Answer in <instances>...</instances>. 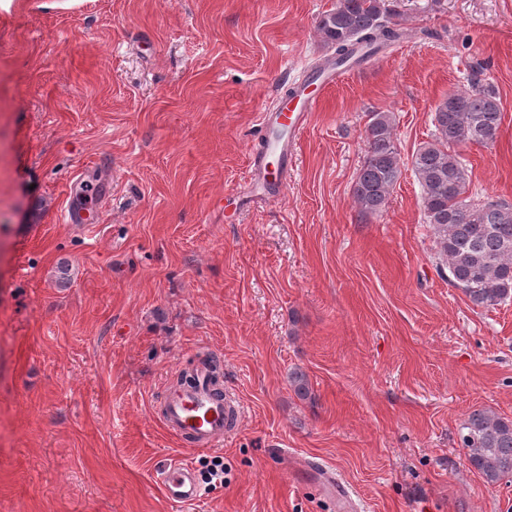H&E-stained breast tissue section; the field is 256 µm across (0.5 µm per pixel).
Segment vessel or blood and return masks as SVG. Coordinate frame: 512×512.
I'll return each mask as SVG.
<instances>
[{"instance_id":"vessel-or-blood-1","label":"vessel or blood","mask_w":512,"mask_h":512,"mask_svg":"<svg viewBox=\"0 0 512 512\" xmlns=\"http://www.w3.org/2000/svg\"><path fill=\"white\" fill-rule=\"evenodd\" d=\"M336 81L335 72L327 71L325 75L310 79L299 88V108L289 109L287 102L282 100L274 108L265 110L259 122L260 148L251 158V179L254 184L259 185L265 181V148L270 141L271 129L287 128L288 139L278 145L277 151L281 159H288L311 112L319 105V91ZM214 376L211 366H202L196 372L194 387L165 391L161 402L159 421L162 427L176 439L202 449L222 446L225 436L240 424L244 414L242 404L216 395ZM306 475L310 482L323 488L339 512H355L357 504L344 482L319 467H307ZM159 483L166 497L176 503H189L201 495L195 473L186 464L163 468L159 474Z\"/></svg>"}]
</instances>
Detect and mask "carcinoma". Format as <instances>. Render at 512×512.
Returning a JSON list of instances; mask_svg holds the SVG:
<instances>
[{"label": "carcinoma", "mask_w": 512, "mask_h": 512, "mask_svg": "<svg viewBox=\"0 0 512 512\" xmlns=\"http://www.w3.org/2000/svg\"><path fill=\"white\" fill-rule=\"evenodd\" d=\"M395 13L392 0H339L336 9L317 22L332 50L320 70L360 63L399 41L404 32L388 21ZM501 120L497 91L475 83L436 105L434 139L412 156L421 208L448 269V283L483 309L512 299V203L470 196L468 169L456 147L493 142ZM394 127V113H370L367 151L352 186L354 203L363 215L384 208L402 175ZM290 386L298 397L310 396L304 372L293 371ZM458 437L468 463L487 482L512 477V418L475 409L460 425Z\"/></svg>", "instance_id": "carcinoma-1"}]
</instances>
